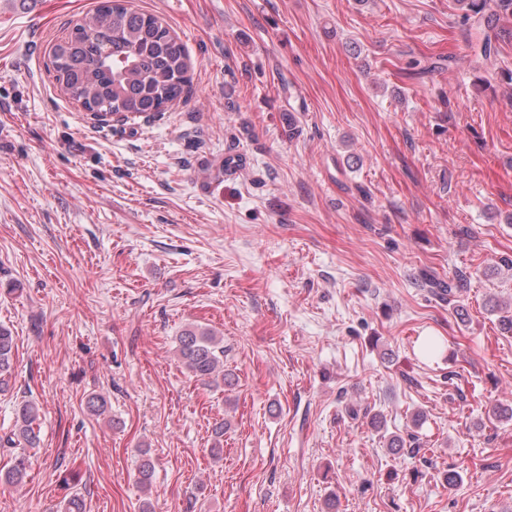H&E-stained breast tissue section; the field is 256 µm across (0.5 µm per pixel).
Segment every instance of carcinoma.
Masks as SVG:
<instances>
[{
	"label": "carcinoma",
	"mask_w": 512,
	"mask_h": 512,
	"mask_svg": "<svg viewBox=\"0 0 512 512\" xmlns=\"http://www.w3.org/2000/svg\"><path fill=\"white\" fill-rule=\"evenodd\" d=\"M465 21L477 31L474 52L489 59L495 55L500 21L512 16V0H457ZM56 81L61 89L87 108L108 112L123 120L151 118L188 97L191 88L188 54L183 42L160 20L127 5L99 4L85 21L52 49ZM465 276L430 287L442 297H453L463 288ZM178 362L194 378L214 388H231L236 377L224 371V338L202 326H189L176 337ZM15 357L12 331L0 325V392L9 389ZM40 408L22 400L14 409L8 433L0 446L13 450L7 469H0V486L24 481L29 469L27 449L39 437ZM138 480L149 493L154 465L149 449H138Z\"/></svg>",
	"instance_id": "carcinoma-1"
}]
</instances>
